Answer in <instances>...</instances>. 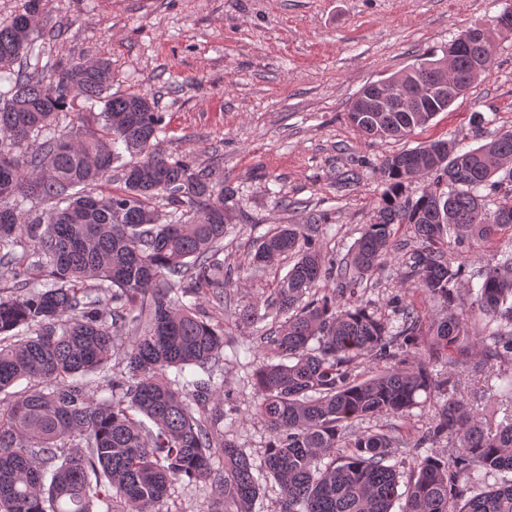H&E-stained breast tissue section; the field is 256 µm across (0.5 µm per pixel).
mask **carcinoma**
Returning a JSON list of instances; mask_svg holds the SVG:
<instances>
[{"mask_svg":"<svg viewBox=\"0 0 512 512\" xmlns=\"http://www.w3.org/2000/svg\"><path fill=\"white\" fill-rule=\"evenodd\" d=\"M45 2L24 0L0 22V81L8 83L0 90V394L30 383L0 397V512H96L98 503L106 512H154L182 480L215 486L225 512H253L255 465L205 417L224 395L211 369L224 323L204 306L224 308L232 274L219 259L231 190L216 189L209 169L160 153L162 113L144 95L108 94V61L59 62L49 83L13 69L40 54ZM476 51L452 58L451 73L469 85L485 75L471 71ZM435 63L427 57L420 73L406 68L392 78L420 91L435 80ZM79 98L103 109L78 113L82 130L64 136L60 121ZM358 105L347 119L370 138L404 137L436 116ZM511 161L512 137L500 135L464 152L450 141L404 151L385 160L375 219L341 260L325 258L305 224L283 225L258 245L259 265L297 257L266 304L265 316L284 325L259 337L251 375L254 414L271 432L264 468L281 489L280 512H392L401 497L400 512H512V372L502 368L512 363V252L479 270L489 333L478 336L456 309L466 267L448 250L512 230V193L492 208L479 195L498 188L494 176ZM418 168L428 185L413 199L405 188ZM114 171L120 186L99 189ZM158 198L176 215L168 224L153 207ZM33 200L48 208L31 219L25 205ZM394 224L410 226L420 242L405 274L445 308L427 329L410 302L397 300L382 317L345 299L392 257ZM330 279L338 290L321 286ZM130 332L133 344L120 349ZM117 354L120 373L111 366ZM367 357L385 366L360 379L353 368ZM442 358L495 380L508 411L495 431L471 412L458 378L434 372ZM93 388L110 395L95 400ZM435 397L414 447L452 448L417 458L400 494L398 430L361 425L377 415L403 419Z\"/></svg>","mask_w":512,"mask_h":512,"instance_id":"cac0c4a2","label":"carcinoma"}]
</instances>
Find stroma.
<instances>
[{"mask_svg":"<svg viewBox=\"0 0 512 512\" xmlns=\"http://www.w3.org/2000/svg\"><path fill=\"white\" fill-rule=\"evenodd\" d=\"M496 0H48L41 55L27 65L50 79L59 61L109 60L112 91L148 95L164 115L160 136L169 157L187 156L214 182L234 189L224 209L232 229L225 263L240 276L224 282V350L214 368L224 385V433L262 466L270 432L254 412L248 378L268 319L237 330L245 307L263 310L293 263L292 256L261 269L251 257L261 238L281 224H310L328 254L343 256L371 223L386 189L384 159L435 140L478 147L512 130V38L496 43L491 72L403 139L368 138L346 118L368 83L441 52L461 30L486 23ZM484 124H476L474 113ZM359 175L345 185V170ZM394 259L357 289L371 310L390 314L394 298L412 302L423 319L441 317L401 277L400 258L417 247L407 228L392 238ZM512 252V234L460 247L467 278L458 307L478 316L476 292L484 255ZM464 396L485 427L504 418L489 382L465 379ZM156 512H224V498L208 483H174Z\"/></svg>","mask_w":512,"mask_h":512,"instance_id":"1","label":"stroma"}]
</instances>
